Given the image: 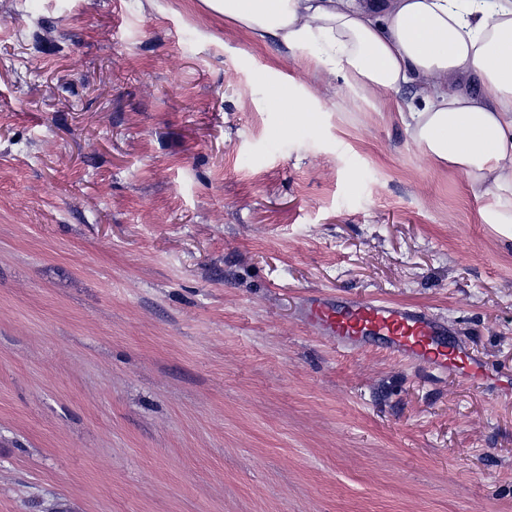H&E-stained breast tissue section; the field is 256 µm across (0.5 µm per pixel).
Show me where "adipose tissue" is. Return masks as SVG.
Wrapping results in <instances>:
<instances>
[{
    "instance_id": "ef3b65f1",
    "label": "adipose tissue",
    "mask_w": 512,
    "mask_h": 512,
    "mask_svg": "<svg viewBox=\"0 0 512 512\" xmlns=\"http://www.w3.org/2000/svg\"><path fill=\"white\" fill-rule=\"evenodd\" d=\"M256 40L295 51L355 91L410 87L412 139L432 163L512 200V0L492 11L456 0H205Z\"/></svg>"
}]
</instances>
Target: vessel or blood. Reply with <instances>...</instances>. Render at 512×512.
<instances>
[{
    "label": "vessel or blood",
    "mask_w": 512,
    "mask_h": 512,
    "mask_svg": "<svg viewBox=\"0 0 512 512\" xmlns=\"http://www.w3.org/2000/svg\"><path fill=\"white\" fill-rule=\"evenodd\" d=\"M306 317L338 345H376L390 354L426 363L431 369L455 367L475 374L480 364L452 345L443 322L420 308L382 301L311 296Z\"/></svg>",
    "instance_id": "b4317fda"
}]
</instances>
